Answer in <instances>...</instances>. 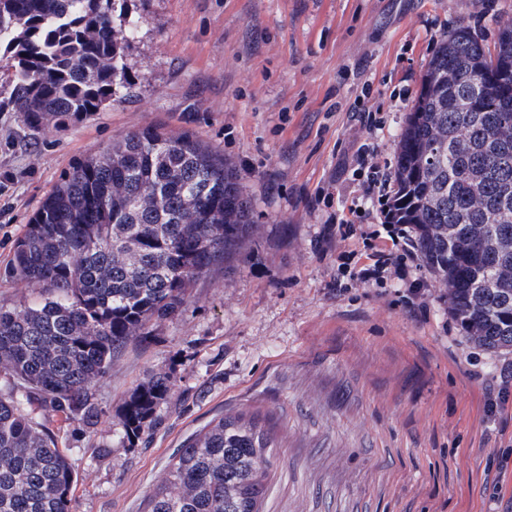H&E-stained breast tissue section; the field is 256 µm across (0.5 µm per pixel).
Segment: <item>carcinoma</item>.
<instances>
[{"instance_id":"cac0c4a2","label":"carcinoma","mask_w":512,"mask_h":512,"mask_svg":"<svg viewBox=\"0 0 512 512\" xmlns=\"http://www.w3.org/2000/svg\"><path fill=\"white\" fill-rule=\"evenodd\" d=\"M132 0H0V112L29 130L90 115L132 92ZM512 24L494 45L450 29L421 75L397 142L395 223L413 229L464 335L512 352ZM234 167L187 132L147 126L76 159L18 238L12 278L33 306H0V512H74L77 473L49 428L91 424L93 387L148 325L228 273L257 237ZM171 391L159 373L125 403L133 442ZM276 447L271 419L226 414L186 439L143 512H260Z\"/></svg>"}]
</instances>
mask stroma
Returning <instances> with one entry per match:
<instances>
[{"label": "stroma", "instance_id": "stroma-1", "mask_svg": "<svg viewBox=\"0 0 512 512\" xmlns=\"http://www.w3.org/2000/svg\"><path fill=\"white\" fill-rule=\"evenodd\" d=\"M131 98L23 140L0 112V306L38 300L6 270L24 224L73 161L150 125L222 152L260 233L231 274L130 342L94 388L97 422L52 425L78 472L76 512H141L177 448L229 411L271 418L262 512H512V352L468 341L419 254L402 276L343 265L381 230L377 200L347 208L359 145L393 175L395 142L444 34L486 41L512 0H136ZM172 380L154 425L127 442L124 403ZM500 493H493V484Z\"/></svg>", "mask_w": 512, "mask_h": 512}]
</instances>
